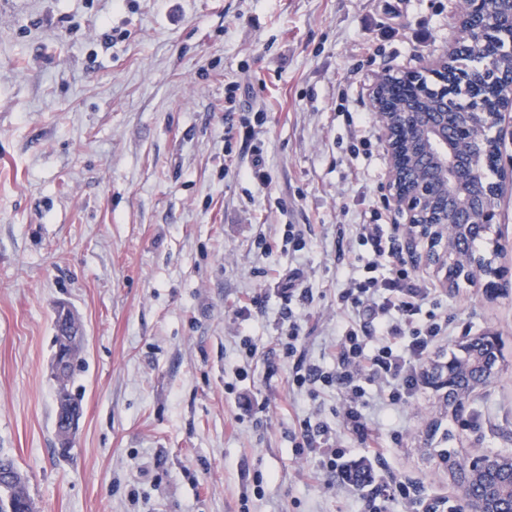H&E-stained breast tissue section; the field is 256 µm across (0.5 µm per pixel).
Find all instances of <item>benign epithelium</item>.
Wrapping results in <instances>:
<instances>
[{"instance_id":"benign-epithelium-1","label":"benign epithelium","mask_w":512,"mask_h":512,"mask_svg":"<svg viewBox=\"0 0 512 512\" xmlns=\"http://www.w3.org/2000/svg\"><path fill=\"white\" fill-rule=\"evenodd\" d=\"M490 0H472L465 12L469 23L448 51L430 62L435 88L425 87L401 112L381 111L382 78L367 93L379 123L388 156L387 203L404 219L406 246L414 262L443 274L444 286L463 280L489 295L501 287L502 270L483 254L460 250L464 241L483 238L495 224L497 203L512 183V164L498 167V181L486 180V153L502 157L503 125L512 120V101L498 112L486 111L468 85L451 86L439 71L451 53H459L465 41L482 40L489 33ZM464 346L469 361L434 363L424 372L425 384L441 391L451 407L461 406L480 385L492 382L495 366L489 358L497 351L498 338L483 333ZM62 427L56 436L68 445L80 414L56 401ZM462 495L458 512H512V457L483 453L459 466Z\"/></svg>"}]
</instances>
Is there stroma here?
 <instances>
[{"label":"stroma","mask_w":512,"mask_h":512,"mask_svg":"<svg viewBox=\"0 0 512 512\" xmlns=\"http://www.w3.org/2000/svg\"><path fill=\"white\" fill-rule=\"evenodd\" d=\"M460 5L0 0V455L36 512H361L359 492L293 452L299 414L353 455L361 445L335 390L289 391L281 286L303 271L304 359L332 368L349 320L336 294L363 269L339 227L375 218L405 236L366 88L447 50ZM258 112L246 138L241 122ZM257 157L268 182L248 175ZM289 224L302 250L285 246ZM421 275L440 286L452 332L435 361L489 330L501 349L462 415L427 387L391 414L370 403L376 475L413 483L419 501L387 512H445L462 495L448 459L512 454V288L487 297ZM256 294L264 309L242 314ZM60 304L83 331L70 384L83 413L66 450L51 375ZM243 336L267 357L241 382ZM246 397L264 411L247 414Z\"/></svg>","instance_id":"1"}]
</instances>
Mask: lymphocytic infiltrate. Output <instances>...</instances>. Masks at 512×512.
Here are the masks:
<instances>
[{
  "label": "lymphocytic infiltrate",
  "instance_id": "lymphocytic-infiltrate-1",
  "mask_svg": "<svg viewBox=\"0 0 512 512\" xmlns=\"http://www.w3.org/2000/svg\"><path fill=\"white\" fill-rule=\"evenodd\" d=\"M353 236L368 259L362 275L351 278L337 295L353 324L336 339L335 367L325 370L297 361L296 317H289L288 336L278 346L291 364L288 387L293 393L335 387L342 424L361 444L363 465L346 462L347 451L338 447L329 427L307 418L298 420L293 432L297 455H315L319 467L337 474L342 485L361 490L363 512H385L388 503L407 501L410 491L401 480H376L367 467L382 455L381 439L363 413L368 390L376 388L381 407L389 412L414 398L427 361L448 346V315L436 289L409 267L387 225L358 224Z\"/></svg>",
  "mask_w": 512,
  "mask_h": 512
}]
</instances>
